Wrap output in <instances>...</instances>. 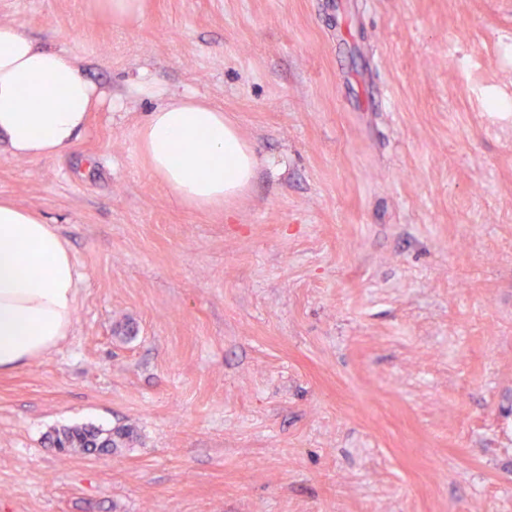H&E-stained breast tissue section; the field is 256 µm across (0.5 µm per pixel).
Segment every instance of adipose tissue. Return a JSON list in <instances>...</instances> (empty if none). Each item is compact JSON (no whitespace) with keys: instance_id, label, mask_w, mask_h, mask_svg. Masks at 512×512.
Here are the masks:
<instances>
[{"instance_id":"adipose-tissue-1","label":"adipose tissue","mask_w":512,"mask_h":512,"mask_svg":"<svg viewBox=\"0 0 512 512\" xmlns=\"http://www.w3.org/2000/svg\"><path fill=\"white\" fill-rule=\"evenodd\" d=\"M91 13L127 29L144 0H90ZM140 95L165 96L135 132L149 172L183 206L233 207L261 165L253 145L223 110L189 93L163 95L141 83ZM105 92L85 78L66 49L0 24V146L15 159L64 154L85 129ZM77 297L73 256L55 229L27 207L0 200V372L56 348L69 334Z\"/></svg>"}]
</instances>
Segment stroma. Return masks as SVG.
<instances>
[{"label":"stroma","instance_id":"obj_1","mask_svg":"<svg viewBox=\"0 0 512 512\" xmlns=\"http://www.w3.org/2000/svg\"><path fill=\"white\" fill-rule=\"evenodd\" d=\"M110 102L0 150V200L78 273L69 336L0 374V512H512V0H0ZM223 109L262 165L177 205L157 105ZM125 433L62 455L55 431ZM90 4L92 15L108 20L117 29L138 25L144 14L143 0H91Z\"/></svg>","mask_w":512,"mask_h":512}]
</instances>
